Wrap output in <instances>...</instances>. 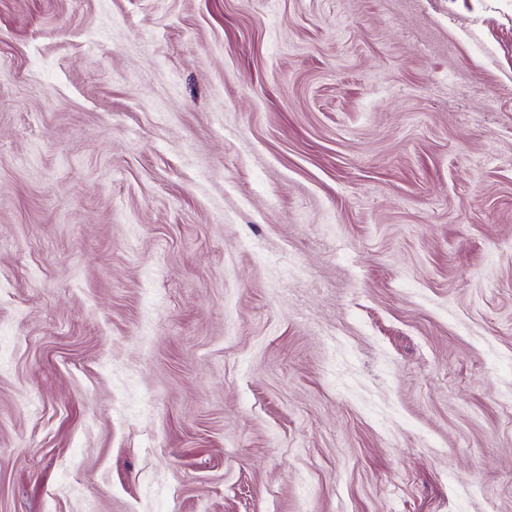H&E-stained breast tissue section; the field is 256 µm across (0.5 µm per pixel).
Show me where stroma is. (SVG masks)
Listing matches in <instances>:
<instances>
[{
	"label": "stroma",
	"mask_w": 512,
	"mask_h": 512,
	"mask_svg": "<svg viewBox=\"0 0 512 512\" xmlns=\"http://www.w3.org/2000/svg\"><path fill=\"white\" fill-rule=\"evenodd\" d=\"M0 512H512V0H0Z\"/></svg>",
	"instance_id": "stroma-1"
}]
</instances>
